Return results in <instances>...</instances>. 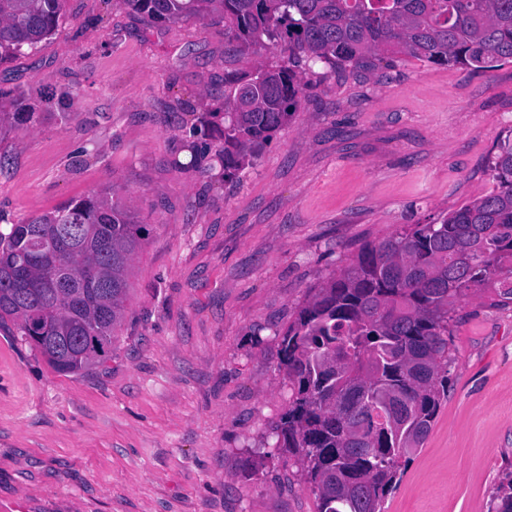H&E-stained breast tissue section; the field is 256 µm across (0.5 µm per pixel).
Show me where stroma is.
<instances>
[{
  "label": "stroma",
  "mask_w": 512,
  "mask_h": 512,
  "mask_svg": "<svg viewBox=\"0 0 512 512\" xmlns=\"http://www.w3.org/2000/svg\"><path fill=\"white\" fill-rule=\"evenodd\" d=\"M234 55L213 16L160 23L124 0H67L55 33L0 65L41 114L0 134V220L113 187L147 225L112 351L55 372L0 326V512H316L273 432L288 406L281 336L365 244L490 192L512 135V62L405 55L303 71L305 97L236 182L218 149ZM459 300L448 400L382 512H487L512 461V303Z\"/></svg>",
  "instance_id": "stroma-1"
}]
</instances>
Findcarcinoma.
I'll use <instances>...</instances> for the list:
<instances>
[{
    "label": "carcinoma",
    "instance_id": "obj_1",
    "mask_svg": "<svg viewBox=\"0 0 512 512\" xmlns=\"http://www.w3.org/2000/svg\"><path fill=\"white\" fill-rule=\"evenodd\" d=\"M66 0H0V64L48 39ZM160 22L224 19L228 47L288 55L242 77L224 74V179L238 178L288 124L304 95L296 68L371 69L405 54L476 71L512 62V0H128ZM0 131L33 113L0 87ZM495 188L435 224H412L364 246L317 289L283 334L291 398L277 448L302 465L317 512H381L400 460L421 446L454 362V303L497 269H512V135L492 163ZM147 228L114 191L73 198L0 229V325L10 321L58 373L80 375L112 348L128 272ZM386 389L400 414L376 402ZM489 512H512V470Z\"/></svg>",
    "mask_w": 512,
    "mask_h": 512
}]
</instances>
